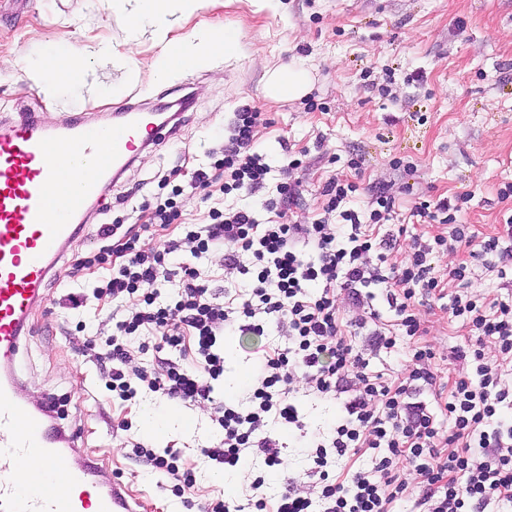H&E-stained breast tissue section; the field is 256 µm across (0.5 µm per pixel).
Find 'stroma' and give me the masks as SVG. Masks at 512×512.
<instances>
[{
	"mask_svg": "<svg viewBox=\"0 0 512 512\" xmlns=\"http://www.w3.org/2000/svg\"><path fill=\"white\" fill-rule=\"evenodd\" d=\"M223 30L235 34V54L116 97L112 87L122 82L125 66L98 57L99 45L108 42L117 52H130L128 64L144 71L163 46L146 30L134 49H127L124 15L111 0L95 5L25 0L0 13L1 59L22 50L36 54L61 48L82 52L87 62L82 85L53 93L22 72L0 73L1 120L33 112L53 126L63 114L86 112L93 122L109 124L127 99L148 112L184 96L192 100L177 119L176 134L159 137L105 189L103 206H92L84 234L60 262L62 270L70 269L77 254L95 250L97 225L116 219L135 228L148 223L146 205L170 171H177V184L185 185L195 171L210 170L225 128L245 106L263 112L267 120L256 134L270 166L264 189L229 195L216 189L180 198L177 219L144 233V247L182 238L185 225L208 223L213 208L249 209L262 224L283 219L338 223L337 214L325 212L320 195L333 178L359 182L362 205L372 187H400L391 220L381 228L399 236L390 256L394 263L413 240L448 232L444 224L411 223L412 209L425 200L471 193L464 223L481 239L502 232L512 216V200L499 198L500 188L512 183V0H279L268 7L256 0H206L198 12L179 20L169 37L181 40ZM286 66L309 71V90L293 100L269 97L268 70ZM294 158L301 161L293 172L301 183L299 194L279 211L267 210L265 200L275 196ZM397 159L409 162L411 171L395 168ZM462 263L468 266L471 294L489 302L512 298V275L469 257L466 248L442 251L433 259L441 275ZM104 275L91 268L64 284L48 283L47 300L36 311L21 352L23 398L34 404L52 396L61 399L63 426L77 432L89 454L108 460L113 480L139 498L140 512H188L185 500L200 503L217 496L246 504L261 463L248 460L226 473L224 482L214 481L213 466L200 455L217 438L208 406L177 404L145 390L123 401L106 388L95 356L126 306L94 294ZM70 292L83 297L82 307L69 308L65 296ZM454 293L445 287L417 295L414 312L424 335L412 338L396 331V345L388 349L377 338L379 330L396 322L385 297L360 300L343 291L337 301L342 329L352 336L369 370L385 379H404L415 349L426 347L431 351L428 365L444 383L468 373L456 352L476 343L468 328L448 315ZM287 345V336L273 323L260 337H225L224 375L215 383L218 396L247 405L250 378L263 353ZM357 383L355 372L345 373L337 394L327 398L295 383L293 400L308 437L326 435V423L340 415ZM172 410L177 418H169ZM278 435L286 445L284 464L270 480L267 495L288 487L309 495L308 461L296 445V431L282 429ZM129 438L157 451H180L196 468L195 486L184 497L174 496L163 475L130 458L123 446Z\"/></svg>",
	"mask_w": 512,
	"mask_h": 512,
	"instance_id": "stroma-1",
	"label": "stroma"
}]
</instances>
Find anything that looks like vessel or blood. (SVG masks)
I'll return each mask as SVG.
<instances>
[{"mask_svg":"<svg viewBox=\"0 0 512 512\" xmlns=\"http://www.w3.org/2000/svg\"><path fill=\"white\" fill-rule=\"evenodd\" d=\"M119 112L109 126L69 116L49 127L30 115L0 124V512H137L138 499L57 414L17 392L18 357L47 281L104 187L170 124L130 102ZM66 154L79 159L67 171Z\"/></svg>","mask_w":512,"mask_h":512,"instance_id":"vessel-or-blood-1","label":"vessel or blood"}]
</instances>
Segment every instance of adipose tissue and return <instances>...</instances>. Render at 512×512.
Instances as JSON below:
<instances>
[{
	"label": "adipose tissue",
	"instance_id": "1",
	"mask_svg": "<svg viewBox=\"0 0 512 512\" xmlns=\"http://www.w3.org/2000/svg\"><path fill=\"white\" fill-rule=\"evenodd\" d=\"M131 33L150 29L154 39L163 45V51L148 74L133 67L127 68L125 81L135 84L141 79L160 82L169 79L180 69L205 63L220 55L233 53L238 48L234 36L208 32L199 36L174 41L169 39V26L173 19L199 11L204 0H124ZM33 82L55 90L65 85L81 84L86 76L87 64L77 53L48 49L39 55L19 54L9 63Z\"/></svg>",
	"mask_w": 512,
	"mask_h": 512
}]
</instances>
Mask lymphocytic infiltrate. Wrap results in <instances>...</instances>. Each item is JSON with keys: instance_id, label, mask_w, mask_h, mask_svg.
Listing matches in <instances>:
<instances>
[{"instance_id": "f902f5d3", "label": "lymphocytic infiltrate", "mask_w": 512, "mask_h": 512, "mask_svg": "<svg viewBox=\"0 0 512 512\" xmlns=\"http://www.w3.org/2000/svg\"><path fill=\"white\" fill-rule=\"evenodd\" d=\"M262 121L261 112L252 108L236 112L221 158L211 171H197L194 188L216 185L228 194L262 187L270 171L256 147L255 129ZM359 189L357 182L337 179L323 187L324 209L339 214L337 224H261L246 209H214L209 224L188 225L183 239L160 248L142 247L139 234L119 232L117 225H99L98 251L76 259L73 268L102 267L115 255L124 259L97 288L99 294L131 303L107 341L108 387L124 401L143 387L184 404H210L222 437L201 454L227 471L251 458L262 460L265 471L251 484L255 512H393L395 502L409 495L397 468L402 460L428 477L418 501L424 512H483L493 501L512 505V393L499 388L483 352L491 346L503 365L512 366V301L488 305L475 295L451 298V317L470 328L477 347L457 353L470 362L472 372L451 386L444 408L452 426L444 437L425 407L411 408L405 401L411 383H436L435 374L422 365L428 350L415 351L405 380L387 382L368 371L352 340L343 336L336 306L337 291L384 289L398 326L407 336H419L423 330L412 300L418 290L441 285L431 263L434 251L460 244L505 265L512 262V250L496 236L477 239L462 222L467 199L457 196L415 207L413 218L447 225L448 233L428 244L412 242L400 264L389 265L386 253L375 250V232L387 223L395 197L384 185L373 190L365 207L355 209L351 203ZM221 247L225 265L249 278L246 294L221 299L208 288L200 260ZM174 278L179 284L171 301L159 303L158 283ZM270 322L284 331L288 345L263 356L250 406L218 400L214 383L224 374L221 339L239 332L264 335ZM149 341L160 354L152 371L131 359L132 349ZM352 369L359 380L354 396L328 438L312 443L308 453L306 475L314 495L289 489L264 497L267 473L283 463L282 446L267 426H303L290 399L293 383L304 380L315 395L327 397ZM129 446L132 456L167 477L175 495L195 485V470L184 466L179 451L157 452L136 440ZM364 453L371 457L369 470L337 476L338 465Z\"/></svg>"}]
</instances>
